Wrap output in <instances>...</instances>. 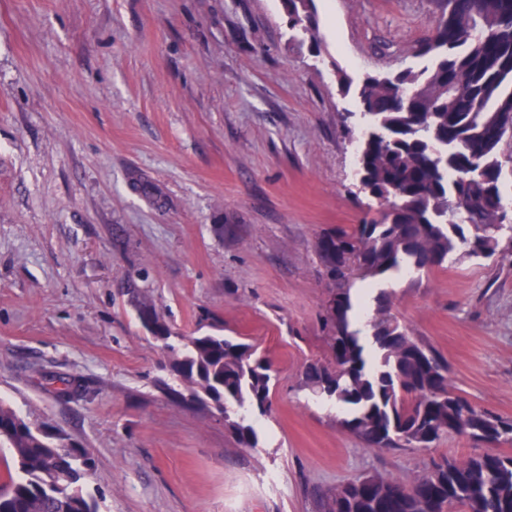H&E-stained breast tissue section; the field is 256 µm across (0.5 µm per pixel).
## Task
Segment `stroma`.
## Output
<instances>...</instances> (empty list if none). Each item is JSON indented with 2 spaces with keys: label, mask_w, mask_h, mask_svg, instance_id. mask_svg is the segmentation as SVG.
Instances as JSON below:
<instances>
[{
  "label": "stroma",
  "mask_w": 512,
  "mask_h": 512,
  "mask_svg": "<svg viewBox=\"0 0 512 512\" xmlns=\"http://www.w3.org/2000/svg\"><path fill=\"white\" fill-rule=\"evenodd\" d=\"M0 0V402L83 443L98 512H318L337 484L396 481L484 444L379 450L300 386L324 358L315 241L379 216L338 75L425 65L438 0ZM228 233L217 236L214 225ZM174 332L212 315L278 374L258 447L159 393ZM393 311L474 405L512 418V258L391 281ZM80 399L55 394L59 380ZM312 3L313 0H282L292 28L307 36L311 44H317V20Z\"/></svg>",
  "instance_id": "35a3bbf8"
}]
</instances>
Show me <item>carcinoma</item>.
<instances>
[{
  "instance_id": "cac0c4a2",
  "label": "carcinoma",
  "mask_w": 512,
  "mask_h": 512,
  "mask_svg": "<svg viewBox=\"0 0 512 512\" xmlns=\"http://www.w3.org/2000/svg\"><path fill=\"white\" fill-rule=\"evenodd\" d=\"M313 0H282L291 26L317 43ZM432 35L418 51L421 70L368 75L355 92L358 122L343 117L355 147L360 184L382 207L379 218L320 234L315 245L329 298L321 314L329 357L304 366L302 386L337 410L341 431L381 450L432 448L445 439L487 445L480 455L441 457L410 482L370 474L326 490L320 512H512V420L471 406L451 382L448 362L409 333L393 312L392 292L366 308L359 284L404 268L429 271L467 259L512 253V223L503 224L505 138L512 137V0H441ZM130 303L163 342L178 389L159 388L221 413L239 447L255 448L253 416L270 410L276 375L248 343L224 335L216 319L194 336L173 334L140 290ZM0 447L10 450L0 512H97L80 481L93 468L89 449L0 403Z\"/></svg>"
}]
</instances>
